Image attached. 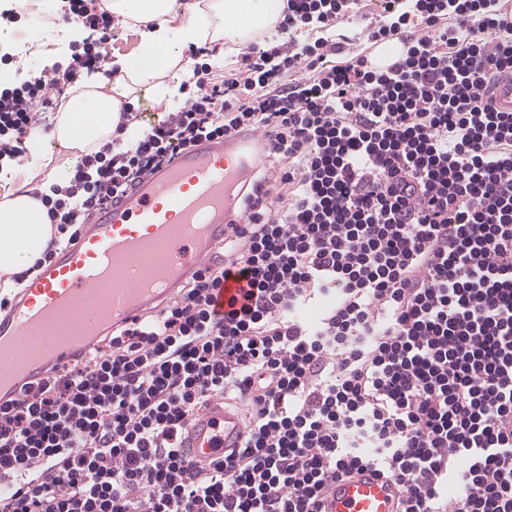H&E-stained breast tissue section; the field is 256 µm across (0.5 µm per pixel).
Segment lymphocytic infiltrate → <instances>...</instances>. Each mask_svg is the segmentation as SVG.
Wrapping results in <instances>:
<instances>
[{
	"label": "lymphocytic infiltrate",
	"instance_id": "f902f5d3",
	"mask_svg": "<svg viewBox=\"0 0 512 512\" xmlns=\"http://www.w3.org/2000/svg\"><path fill=\"white\" fill-rule=\"evenodd\" d=\"M355 3L286 0L276 29H329ZM61 11L82 47L66 69L0 84V160L25 162L34 100L107 64L102 0ZM367 39L403 49L380 67L337 61L325 37L286 52L258 32L242 78L211 83L196 64L177 111L83 155L44 198L56 230L40 270L197 140L266 143L220 256L0 401V512H325L336 477L365 470L395 485L400 512H512V112L492 104L512 13L386 0ZM231 274L247 291L221 314ZM226 400L244 413L240 448L189 457L187 426Z\"/></svg>",
	"mask_w": 512,
	"mask_h": 512
}]
</instances>
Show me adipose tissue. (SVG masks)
Masks as SVG:
<instances>
[{
    "instance_id": "obj_1",
    "label": "adipose tissue",
    "mask_w": 512,
    "mask_h": 512,
    "mask_svg": "<svg viewBox=\"0 0 512 512\" xmlns=\"http://www.w3.org/2000/svg\"><path fill=\"white\" fill-rule=\"evenodd\" d=\"M112 13L137 24L135 53L113 61V72L79 79L59 103L48 134L27 142L30 156L52 168L34 188L19 186L18 166L0 169V290L17 289L16 275L31 268L47 248L51 224L41 195L65 186L82 155L119 140L135 143L141 125L122 121L139 102L179 106L183 62L189 45L231 43L245 49L252 36L282 17L283 0H111Z\"/></svg>"
}]
</instances>
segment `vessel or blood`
I'll return each instance as SVG.
<instances>
[{
  "label": "vessel or blood",
  "instance_id": "vessel-or-blood-1",
  "mask_svg": "<svg viewBox=\"0 0 512 512\" xmlns=\"http://www.w3.org/2000/svg\"><path fill=\"white\" fill-rule=\"evenodd\" d=\"M260 150L250 136L201 140L96 212L87 234L0 314V398L14 396L47 365L66 363L105 330L163 304L227 235L232 191L253 173ZM63 316L70 323L61 338L15 357L22 337L43 335ZM242 436L238 414L217 405L189 425L182 446L190 456L215 458L239 447ZM326 512H397L396 491L367 472L344 475Z\"/></svg>",
  "mask_w": 512,
  "mask_h": 512
}]
</instances>
